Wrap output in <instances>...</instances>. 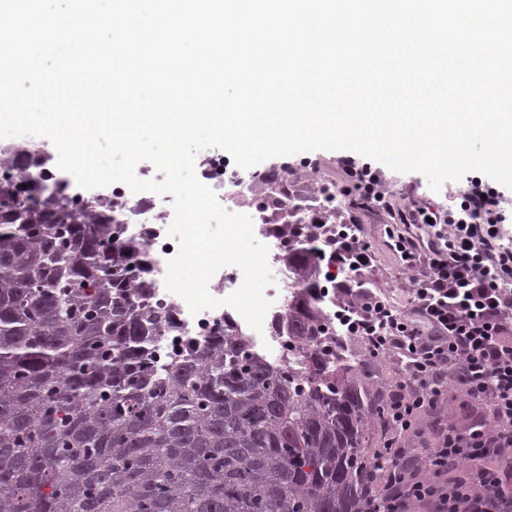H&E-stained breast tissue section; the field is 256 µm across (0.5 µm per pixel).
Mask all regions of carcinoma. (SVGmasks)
<instances>
[{"label":"carcinoma","mask_w":512,"mask_h":512,"mask_svg":"<svg viewBox=\"0 0 512 512\" xmlns=\"http://www.w3.org/2000/svg\"><path fill=\"white\" fill-rule=\"evenodd\" d=\"M0 156V512H377L388 435L367 364L336 347L314 247L289 249L273 365L224 318L157 360L170 314L112 210Z\"/></svg>","instance_id":"obj_1"}]
</instances>
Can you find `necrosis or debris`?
Returning a JSON list of instances; mask_svg holds the SVG:
<instances>
[{
  "mask_svg": "<svg viewBox=\"0 0 512 512\" xmlns=\"http://www.w3.org/2000/svg\"><path fill=\"white\" fill-rule=\"evenodd\" d=\"M212 168L208 186L216 193H230L237 206L253 209V232L255 238L265 242L268 248V263L275 272L274 284L265 291L272 298L271 314H279L288 304V279L290 274L281 262V254L286 243L285 237L273 234L270 225L265 224L262 216L264 205L253 197L252 184L241 178L236 170L225 167L222 157L207 158ZM96 197L104 204H117L116 214L120 222L130 229L132 236L144 242L152 260L150 277L154 283L152 298L169 311L176 321L175 327L159 337L154 345L159 361L168 360L189 336L207 337L214 335L218 326L224 322V308L207 309L191 314L187 303L178 295L167 291L165 275L167 262L179 249L177 239L169 236L168 228L173 220L171 211L158 207L154 198L138 201L131 200L127 185L117 182L99 188Z\"/></svg>",
  "mask_w": 512,
  "mask_h": 512,
  "instance_id": "1",
  "label": "necrosis or debris"
}]
</instances>
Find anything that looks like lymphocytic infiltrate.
Listing matches in <instances>:
<instances>
[{"instance_id": "obj_1", "label": "lymphocytic infiltrate", "mask_w": 512, "mask_h": 512, "mask_svg": "<svg viewBox=\"0 0 512 512\" xmlns=\"http://www.w3.org/2000/svg\"><path fill=\"white\" fill-rule=\"evenodd\" d=\"M339 166L351 221L329 223L315 206L309 227L324 243L323 278L350 294L336 314L346 335L365 358L397 367L382 501L388 512H512V199L472 179L459 203L414 199L397 209L380 171L349 156ZM363 210L389 216L383 238L407 275L403 306L380 290L348 286L376 263ZM452 397L477 417L431 435L429 418Z\"/></svg>"}]
</instances>
